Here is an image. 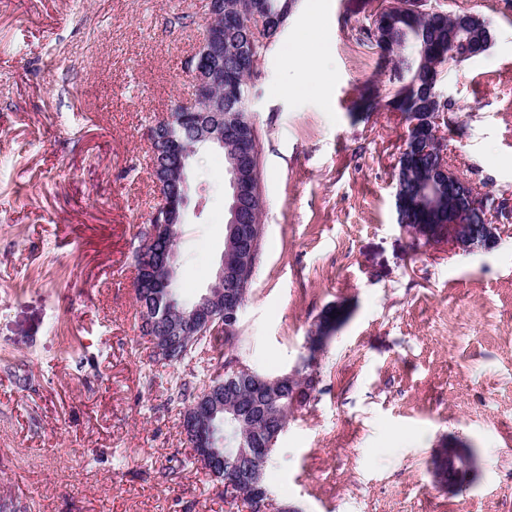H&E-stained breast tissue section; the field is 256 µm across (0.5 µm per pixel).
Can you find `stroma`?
I'll return each instance as SVG.
<instances>
[{"label":"stroma","instance_id":"1","mask_svg":"<svg viewBox=\"0 0 512 512\" xmlns=\"http://www.w3.org/2000/svg\"><path fill=\"white\" fill-rule=\"evenodd\" d=\"M379 0H298L250 80L265 200L253 285L231 348L253 370L298 367L322 311L349 319L294 410L266 484L299 512H512V235L477 254L416 245L393 175L406 125L362 113L391 89L356 30ZM464 8L494 35L441 73L451 163L512 194V10ZM206 0H0V512H240L180 426L170 380L220 368L150 359L135 319L140 230L157 203L146 132L193 84ZM317 79L297 85V63ZM177 244L195 300L224 251V154L200 151ZM475 454L451 491L431 459Z\"/></svg>","mask_w":512,"mask_h":512}]
</instances>
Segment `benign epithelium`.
Segmentation results:
<instances>
[{
    "mask_svg": "<svg viewBox=\"0 0 512 512\" xmlns=\"http://www.w3.org/2000/svg\"><path fill=\"white\" fill-rule=\"evenodd\" d=\"M419 9L415 0H382L379 8L372 15V27H377L379 16L390 12L395 16L410 10ZM245 25L254 31L274 29L281 31L282 23L271 13L268 0H257L245 16ZM449 40L455 45L460 57L474 55L473 26L463 22L450 33ZM189 71L194 83V98L188 103L173 105L149 129V153L154 182L158 185L174 182L180 193L165 197L158 195V206L151 214L152 224L149 225L151 235L161 234L167 240L166 248L153 252L145 251L141 262L137 264L136 283L148 289V295L155 304L162 306L163 316L153 318L151 322L158 325L156 335L150 337L151 354L165 362L180 359L173 339L188 332L197 336L206 333H217L232 330L238 321L243 308L242 295L230 299L224 298V278L229 274L226 261H221L213 283L205 293L191 305L186 306L176 301L174 288L176 282L177 239L173 232L175 227L183 223L188 197V172L191 159L196 149L215 148L231 150L229 159V187L231 193L230 213L224 237V251L235 250L241 240L247 238L256 243L259 229L255 224L242 223L244 202H260L263 199L260 182L257 178L258 166L251 163V177L245 178L241 173L240 157L245 152L242 142L235 140L233 131H224V0H207V20L202 29L201 38L196 51L189 60ZM183 113L194 122L192 142L193 148L183 149L179 138L175 136V119L177 113ZM428 121L437 123L435 138L424 141L422 151L429 155H439V163L434 166L432 179L428 186V195L436 199L448 193L452 207L448 208V224L439 229L431 238L414 231L407 225L401 228L415 240L425 246L446 243L454 252L475 253L488 252L497 247L501 237L512 232V221L501 218L498 210L484 208L486 195L477 190L474 181L459 172L447 160L444 145L447 141L444 129L439 126L440 119L431 116ZM164 146L175 156L171 168H161L154 163L159 146ZM483 212L480 224H466L456 220L461 212ZM331 336L317 333L308 345L307 355L302 365L289 373L276 377H258V380L276 386L283 380H290L296 374L309 377L317 369L319 355ZM229 411L235 412V406L224 405L208 389L202 390L186 415V432L193 447L198 449L196 458L211 473L224 471V457L216 450L218 428L216 417ZM438 453H446L455 459L458 469L456 479L443 482V486L456 490L467 481L475 465V458L465 448L455 446L438 449Z\"/></svg>",
    "mask_w": 512,
    "mask_h": 512,
    "instance_id": "1",
    "label": "benign epithelium"
}]
</instances>
